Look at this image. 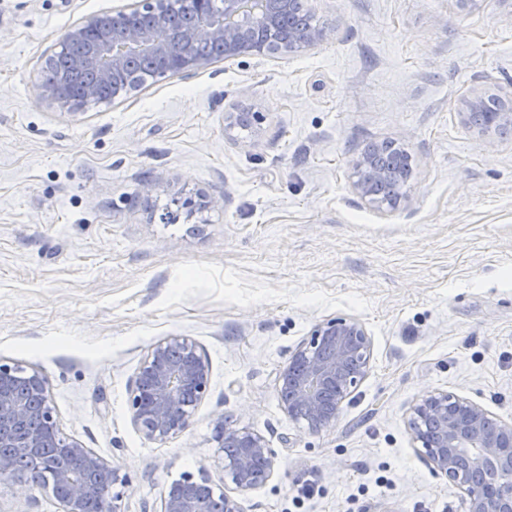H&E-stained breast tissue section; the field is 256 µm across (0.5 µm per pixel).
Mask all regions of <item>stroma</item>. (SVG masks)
<instances>
[{
  "label": "stroma",
  "mask_w": 512,
  "mask_h": 512,
  "mask_svg": "<svg viewBox=\"0 0 512 512\" xmlns=\"http://www.w3.org/2000/svg\"><path fill=\"white\" fill-rule=\"evenodd\" d=\"M133 0H0V361L47 378L63 436L129 472L124 512L184 473L223 478L224 416L277 470L245 512H468L413 442L412 405L452 392L512 423V134L461 125L472 89L512 86V0H313L319 48L241 58L63 107L40 74L85 17ZM263 116L226 132L227 112ZM409 148L410 199L353 190L369 141ZM209 205L165 224L172 196ZM358 319L366 376L334 425L288 419L278 380L327 320ZM188 336L207 399L165 444L131 423L150 348ZM22 480L0 512H58Z\"/></svg>",
  "instance_id": "35a3bbf8"
}]
</instances>
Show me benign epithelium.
<instances>
[{
	"label": "benign epithelium",
	"instance_id": "1",
	"mask_svg": "<svg viewBox=\"0 0 512 512\" xmlns=\"http://www.w3.org/2000/svg\"><path fill=\"white\" fill-rule=\"evenodd\" d=\"M309 0H263L259 11L248 0H224L222 18H215L214 0H197L198 20L180 32L167 23L180 0H135L132 7L86 17L59 44L56 55H69L70 72L46 87L47 95L63 105H79L107 86L112 98L130 91L121 78L130 56L159 60L158 78L205 69L211 58L196 55L185 45L208 41L221 46L222 58L275 57L313 50L327 43L334 30L319 23L295 30L288 39L277 33L280 14L301 12ZM489 94L474 91L461 102L462 124L479 136H489L512 124V91L499 95L502 112L476 123ZM227 129L254 128L258 112H230ZM361 177L355 192L378 203L373 184L399 181L398 201L409 179L374 166L362 155L354 163ZM370 340L363 325L334 318L317 325L302 342L280 375L292 382V393L281 397L288 418L317 433L332 426L341 403L368 367ZM211 367L203 350L191 339L172 336L155 345L140 364L129 392L132 422L145 439L166 443L182 435L210 386ZM483 407L453 393L437 392L414 404L409 428L421 444L433 470L466 495L469 512H512V424L490 425ZM214 441L224 472L220 485L201 473H186L165 492L160 512H243L236 494L263 487L277 467V452L262 434L216 420ZM499 476L487 489L478 477L489 468ZM27 476L59 506L60 512H123L122 501L132 485L130 475L93 450L64 437L51 405L48 381L37 370L0 363V478Z\"/></svg>",
	"mask_w": 512,
	"mask_h": 512
}]
</instances>
